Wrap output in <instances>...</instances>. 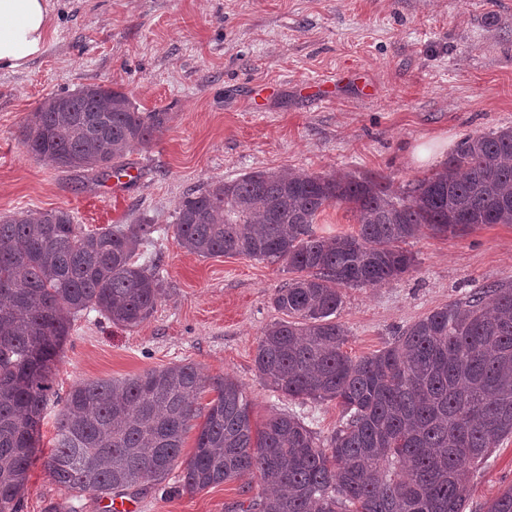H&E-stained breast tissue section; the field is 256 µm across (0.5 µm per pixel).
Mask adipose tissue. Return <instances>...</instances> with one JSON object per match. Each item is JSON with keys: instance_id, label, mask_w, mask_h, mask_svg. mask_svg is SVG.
I'll return each mask as SVG.
<instances>
[{"instance_id": "ef3b65f1", "label": "adipose tissue", "mask_w": 512, "mask_h": 512, "mask_svg": "<svg viewBox=\"0 0 512 512\" xmlns=\"http://www.w3.org/2000/svg\"><path fill=\"white\" fill-rule=\"evenodd\" d=\"M50 15V0H0V71L22 69L43 52Z\"/></svg>"}]
</instances>
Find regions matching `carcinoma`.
<instances>
[{"label":"carcinoma","instance_id":"carcinoma-1","mask_svg":"<svg viewBox=\"0 0 512 512\" xmlns=\"http://www.w3.org/2000/svg\"><path fill=\"white\" fill-rule=\"evenodd\" d=\"M169 121L101 85L46 98L22 126L28 152L59 169L102 178L148 147ZM357 230L319 236L330 204ZM512 224V128L465 137L441 169L396 192L381 176L253 171L185 195L174 234L200 257L243 254L284 262L295 277L274 307L288 319L259 340V377L291 400L334 402L340 425L323 441L294 413L252 428L230 377L205 384L192 363L75 383L61 398L53 369L73 320L95 310L133 328L153 314L163 284L135 261L158 227L86 230L63 209L0 220V512H18L44 411L60 402L45 460L65 503L150 484L200 493L245 475L271 493L243 512H465L471 469L512 437V288H482L407 325L377 353L343 351L333 320L343 290L401 278L417 265L405 245L426 228L459 235ZM214 397L199 404L205 387ZM201 418L194 452L184 438ZM183 466L178 480L170 473ZM486 512H512V486Z\"/></svg>","mask_w":512,"mask_h":512}]
</instances>
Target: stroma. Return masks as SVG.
<instances>
[{"instance_id":"stroma-1","label":"stroma","mask_w":512,"mask_h":512,"mask_svg":"<svg viewBox=\"0 0 512 512\" xmlns=\"http://www.w3.org/2000/svg\"><path fill=\"white\" fill-rule=\"evenodd\" d=\"M45 51L0 72V217L69 210L92 230L148 221L158 227L139 262L163 294L135 328L97 312L73 321L54 366V387L134 377L190 362L205 380L243 388L254 422L293 413L320 439L340 422L333 402L298 405L265 385L255 354L265 327L283 320L272 297L285 263L246 255L201 258L172 224L187 193L252 171L378 174L399 188L434 172L412 150L430 138L456 150L467 135L512 127V0H52ZM99 84L143 112L164 110L163 133L127 157L126 183H82L21 143L25 119L55 94ZM401 279L348 288L336 319L354 358L392 343L407 325L490 286H512V224L458 236L422 230ZM56 407L40 424L39 452L19 512H49L64 494L44 460ZM512 486V438L476 470L467 512ZM247 476L198 494L127 491L137 512H240L258 498Z\"/></svg>"}]
</instances>
